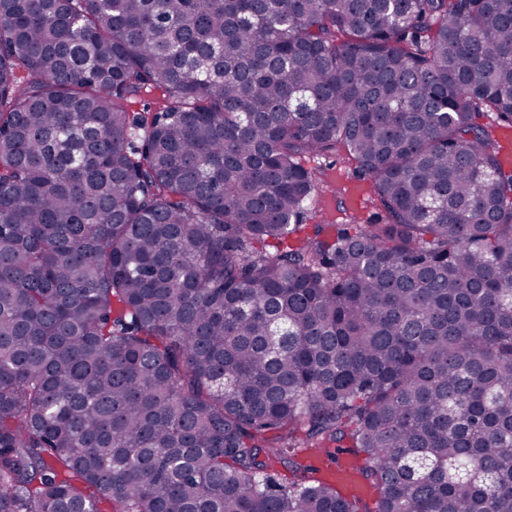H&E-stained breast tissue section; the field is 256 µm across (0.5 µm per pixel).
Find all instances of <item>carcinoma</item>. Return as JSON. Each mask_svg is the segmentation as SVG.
<instances>
[{
	"instance_id": "cac0c4a2",
	"label": "carcinoma",
	"mask_w": 512,
	"mask_h": 512,
	"mask_svg": "<svg viewBox=\"0 0 512 512\" xmlns=\"http://www.w3.org/2000/svg\"><path fill=\"white\" fill-rule=\"evenodd\" d=\"M488 118L512 0H0V512H512ZM340 147L378 218L298 237ZM131 101L130 109L135 116H139L146 111L147 107L154 111L164 104L161 92L156 89H144L137 96L132 97Z\"/></svg>"
}]
</instances>
